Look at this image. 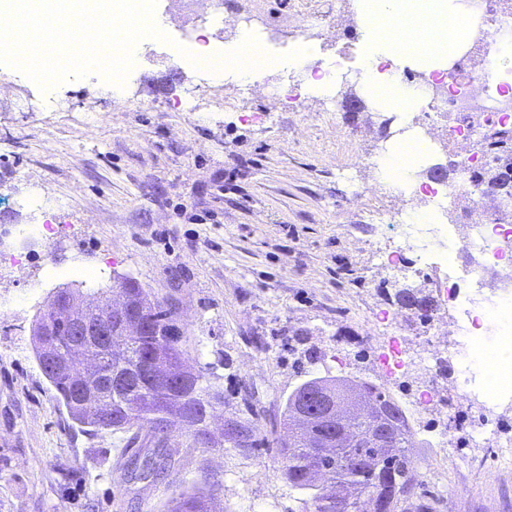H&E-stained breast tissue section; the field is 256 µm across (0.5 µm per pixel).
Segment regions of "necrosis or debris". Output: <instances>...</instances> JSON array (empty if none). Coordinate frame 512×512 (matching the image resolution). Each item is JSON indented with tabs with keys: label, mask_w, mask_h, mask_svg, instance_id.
Returning a JSON list of instances; mask_svg holds the SVG:
<instances>
[{
	"label": "necrosis or debris",
	"mask_w": 512,
	"mask_h": 512,
	"mask_svg": "<svg viewBox=\"0 0 512 512\" xmlns=\"http://www.w3.org/2000/svg\"><path fill=\"white\" fill-rule=\"evenodd\" d=\"M464 10L473 24L474 52L457 53L449 71H430L414 88L422 101L420 117L398 123L399 132H415L427 150L447 137L452 176H437L431 165L423 176L401 183L397 195L404 222L398 232L402 243L418 251L440 242L448 252L450 274L442 286L462 316L448 325L453 341L446 360L456 375V393L484 416L500 404L497 392L475 389L487 364L480 341L495 327L498 343L512 344L506 303L512 297V220L501 218V194L480 175L510 168L512 160L475 151L473 144L487 129H512V68L503 64L512 52V0H467ZM452 198L463 200L465 210L447 225L436 215ZM465 279L475 282V292H461Z\"/></svg>",
	"instance_id": "4bbe7bcc"
}]
</instances>
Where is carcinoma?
<instances>
[{
	"mask_svg": "<svg viewBox=\"0 0 512 512\" xmlns=\"http://www.w3.org/2000/svg\"><path fill=\"white\" fill-rule=\"evenodd\" d=\"M487 152L512 157V135L489 143ZM95 294L101 299L89 303L95 311L94 321L100 326L111 324L112 339L92 336L83 340L82 346L104 361L93 387L107 393L106 403L95 409L83 384L68 372L48 374L46 379L69 419L86 432L148 428L154 452L145 458L143 474L159 478L168 469V457L163 452L167 438L155 429L158 420L178 416L190 435L196 437L204 433L201 424L210 411L223 406L211 399L224 393L207 384L202 370L187 365L181 337H173L179 331L173 305L152 299L137 281L122 279L117 294L126 307V315L142 317L162 332L158 338L146 333L125 336L119 319L112 315V300L98 290ZM46 323L51 324L50 340L57 358L68 361L77 338L69 321L50 302L37 315L35 326ZM311 406L315 411L311 412L310 426L300 434L294 433L290 440L269 438L249 420L250 447L240 448L237 443L226 441L224 450L250 454L261 448H275L288 485L306 495L307 512H340L338 490L344 487H354L358 494L368 497L372 512H397L418 468L406 429H401L387 448L356 447L355 459L341 465L334 455L312 454L311 445L331 442L344 431L362 434L372 425L370 417L354 415L348 419L347 427L338 429L323 420L322 404L313 402ZM223 492V483L214 481L207 489L179 494L170 501L166 512H218L215 501Z\"/></svg>",
	"mask_w": 512,
	"mask_h": 512,
	"instance_id": "obj_1",
	"label": "carcinoma"
}]
</instances>
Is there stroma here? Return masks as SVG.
I'll return each instance as SVG.
<instances>
[{"instance_id": "1", "label": "stroma", "mask_w": 512, "mask_h": 512, "mask_svg": "<svg viewBox=\"0 0 512 512\" xmlns=\"http://www.w3.org/2000/svg\"><path fill=\"white\" fill-rule=\"evenodd\" d=\"M241 15L254 16L277 54L300 48L326 64L346 52L363 66L367 46L350 0H224L226 19ZM154 20L172 41L137 50L121 89L96 73L44 88L0 64V512H163L214 479L227 489L225 512H305L274 451L200 448L176 426L172 467L153 481L133 470L150 446L147 430L132 441L72 427L32 344L33 321L55 288L83 280L107 289L120 274L175 305L184 349L229 401L210 420L215 433L246 405L270 430L301 383L340 372L389 383L409 404L417 373L389 381L381 355L390 339L408 358L419 337L449 342L396 298L421 290L434 313L452 318L440 289L447 267L407 248L402 258L418 275L380 267L399 247L375 215L400 202L370 160L386 144L383 119L398 110L352 111L351 98L374 102L359 84L335 111L318 94L299 109L268 95L292 79L275 63L250 94L225 95L222 76L206 80L169 59L175 45L196 46L217 25L179 0H158ZM189 97L198 111H183ZM47 217L64 236L33 240L32 225ZM28 239L32 247L21 248ZM17 252L21 262H9ZM453 380L448 370L435 378L437 406L422 428L451 433L470 421ZM413 454L421 467L403 512H448L457 484L471 489L461 512H512V463H499L498 448L422 444Z\"/></svg>"}]
</instances>
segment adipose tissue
Instances as JSON below:
<instances>
[{"mask_svg": "<svg viewBox=\"0 0 512 512\" xmlns=\"http://www.w3.org/2000/svg\"><path fill=\"white\" fill-rule=\"evenodd\" d=\"M357 11L369 46L364 70L372 89L391 107L408 112L419 107V99L411 87L381 73V65L444 69L449 56L470 37L452 0H359Z\"/></svg>", "mask_w": 512, "mask_h": 512, "instance_id": "adipose-tissue-1", "label": "adipose tissue"}]
</instances>
